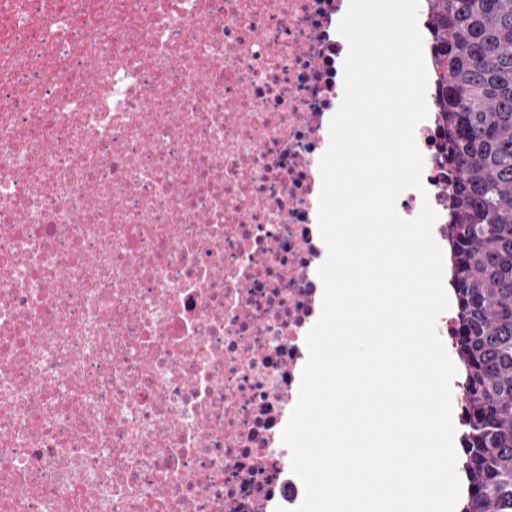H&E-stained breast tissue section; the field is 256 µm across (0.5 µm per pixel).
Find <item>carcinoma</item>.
Here are the masks:
<instances>
[{"instance_id":"1","label":"carcinoma","mask_w":512,"mask_h":512,"mask_svg":"<svg viewBox=\"0 0 512 512\" xmlns=\"http://www.w3.org/2000/svg\"><path fill=\"white\" fill-rule=\"evenodd\" d=\"M469 432L463 512H512V0H426Z\"/></svg>"}]
</instances>
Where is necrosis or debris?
I'll list each match as a JSON object with an SVG mask.
<instances>
[{"label": "necrosis or debris", "instance_id": "necrosis-or-debris-1", "mask_svg": "<svg viewBox=\"0 0 512 512\" xmlns=\"http://www.w3.org/2000/svg\"><path fill=\"white\" fill-rule=\"evenodd\" d=\"M350 0H0V512H294ZM447 248L439 115L414 131Z\"/></svg>", "mask_w": 512, "mask_h": 512}]
</instances>
